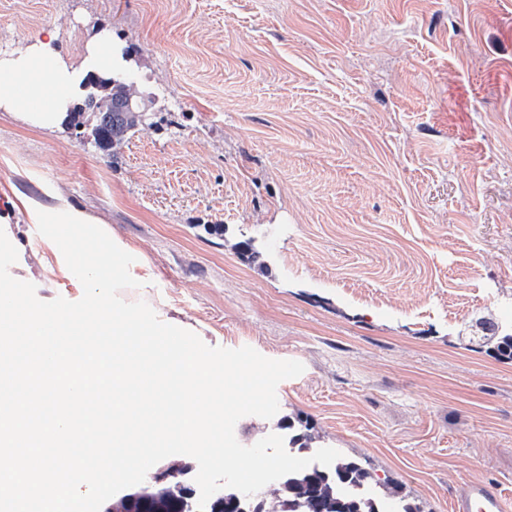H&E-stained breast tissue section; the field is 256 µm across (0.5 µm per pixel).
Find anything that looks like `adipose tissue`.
Listing matches in <instances>:
<instances>
[{"label": "adipose tissue", "mask_w": 512, "mask_h": 512, "mask_svg": "<svg viewBox=\"0 0 512 512\" xmlns=\"http://www.w3.org/2000/svg\"><path fill=\"white\" fill-rule=\"evenodd\" d=\"M109 34L94 37L79 66L66 63L56 48L54 30L46 29L14 56L0 60V111L24 124L53 132L70 123L69 108L82 93L81 82L93 70L119 69Z\"/></svg>", "instance_id": "1"}]
</instances>
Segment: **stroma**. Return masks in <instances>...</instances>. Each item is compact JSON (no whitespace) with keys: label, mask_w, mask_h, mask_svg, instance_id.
<instances>
[{"label":"stroma","mask_w":512,"mask_h":512,"mask_svg":"<svg viewBox=\"0 0 512 512\" xmlns=\"http://www.w3.org/2000/svg\"><path fill=\"white\" fill-rule=\"evenodd\" d=\"M46 27L69 63L96 29L129 47L154 123L112 156L93 118L0 111V216L101 220L149 266L130 301L303 363L277 417L423 512L512 498V361L479 324L512 314V0H0V57ZM0 229L12 277L80 299L37 225ZM509 508V499L499 487L482 480H471L458 488L452 504L453 512H507Z\"/></svg>","instance_id":"stroma-1"}]
</instances>
